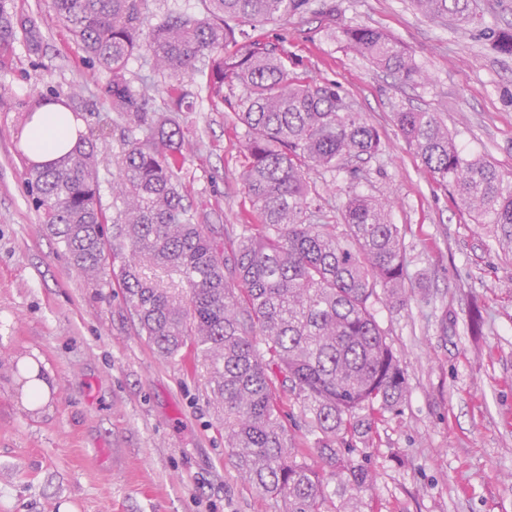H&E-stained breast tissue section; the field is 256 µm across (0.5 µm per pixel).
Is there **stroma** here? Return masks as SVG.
<instances>
[{"label":"stroma","mask_w":512,"mask_h":512,"mask_svg":"<svg viewBox=\"0 0 512 512\" xmlns=\"http://www.w3.org/2000/svg\"><path fill=\"white\" fill-rule=\"evenodd\" d=\"M326 0L269 24L296 72L333 81L379 131L358 173L311 172L338 217L349 191L392 194L406 230V306L375 317L400 355L406 396L372 425L370 512H512V244L472 223L401 137L394 112L437 113L461 149L512 172V57L477 34L430 21L410 0ZM33 21L0 66V348L30 359L48 389L24 402L16 371L0 369V512H279L244 483L224 421L195 359L166 360L135 335L120 288L91 287L41 224L25 183L19 103L77 90L85 128L108 111L106 75L90 63L50 0H8ZM371 26L400 41L424 74L403 86L348 49L339 28ZM183 84L196 145L182 165L197 223L227 245L253 223L240 179L243 128L212 107L198 77Z\"/></svg>","instance_id":"35a3bbf8"}]
</instances>
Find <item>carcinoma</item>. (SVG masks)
<instances>
[{"mask_svg": "<svg viewBox=\"0 0 512 512\" xmlns=\"http://www.w3.org/2000/svg\"><path fill=\"white\" fill-rule=\"evenodd\" d=\"M0 0V63L19 39ZM204 13L166 15L144 32L148 0H51L59 21L109 75L116 119L98 121L73 149L28 162L25 180L49 234L94 288L117 278L126 309L157 354L188 352L206 369L213 403L224 411V443L251 487L279 512H359L374 479L357 447L371 421L393 413L406 392L402 362L373 313L403 305L409 278L404 230L390 201L348 194L340 223L325 219L312 170L334 172L380 151L377 129L334 83L288 68V53L257 28L306 11L309 0H202ZM427 17L475 24L470 0H413ZM342 40L401 84L421 83L409 51L377 28L347 27ZM491 49L512 56V28ZM145 52L170 79L171 106L156 115V86H135L128 63ZM198 74L214 105L244 127L241 180L256 224L231 252L194 222L180 165L194 142L181 78ZM243 94L224 95V87ZM75 92L50 89L21 103L31 118L48 106L73 110ZM424 168L477 224L512 237V175L463 154L436 113H394ZM113 164L112 209L102 204L100 167ZM121 259L115 274L109 258ZM291 393L313 437L319 465L295 448L282 419Z\"/></svg>", "mask_w": 512, "mask_h": 512, "instance_id": "carcinoma-1", "label": "carcinoma"}]
</instances>
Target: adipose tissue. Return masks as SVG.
Segmentation results:
<instances>
[{"instance_id":"obj_1","label":"adipose tissue","mask_w":512,"mask_h":512,"mask_svg":"<svg viewBox=\"0 0 512 512\" xmlns=\"http://www.w3.org/2000/svg\"><path fill=\"white\" fill-rule=\"evenodd\" d=\"M80 127L79 119L71 113L63 118L54 112L37 113L25 130L23 150L36 162L59 159L75 145Z\"/></svg>"}]
</instances>
